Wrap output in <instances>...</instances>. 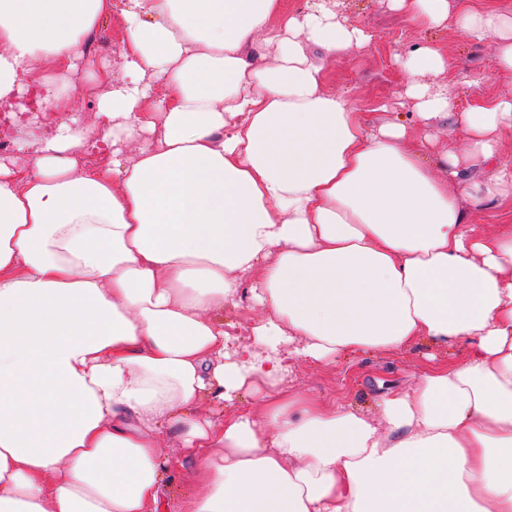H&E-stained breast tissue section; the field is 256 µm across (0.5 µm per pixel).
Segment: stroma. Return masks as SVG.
<instances>
[{"label": "stroma", "mask_w": 512, "mask_h": 512, "mask_svg": "<svg viewBox=\"0 0 512 512\" xmlns=\"http://www.w3.org/2000/svg\"><path fill=\"white\" fill-rule=\"evenodd\" d=\"M336 8L362 28L370 41L363 49L337 55L327 71L326 85L349 92L360 102L371 123L390 119L388 106L401 79L395 55L403 45L415 40L437 41L461 60L460 73L445 79L448 94L458 108H465L477 97L502 93V86L474 79L476 73L490 65L488 44L469 42L451 27L419 31L402 11L391 9L389 0H338ZM464 351L461 343L443 350L423 342L408 351L356 353L329 364L291 358L287 361L285 386L324 400H341L368 415L374 412L383 393L411 388L435 361L461 360Z\"/></svg>", "instance_id": "35a3bbf8"}]
</instances>
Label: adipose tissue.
I'll use <instances>...</instances> for the list:
<instances>
[{
    "label": "adipose tissue",
    "instance_id": "adipose-tissue-1",
    "mask_svg": "<svg viewBox=\"0 0 512 512\" xmlns=\"http://www.w3.org/2000/svg\"><path fill=\"white\" fill-rule=\"evenodd\" d=\"M390 4L489 44L512 86L511 6ZM114 12L116 78L82 49ZM368 41L334 0H0V103L65 67L54 133L0 160V512H512V225L470 219L512 199V95L456 110L458 60L418 42L395 96L427 136L371 127L324 87ZM243 289L249 346L224 328ZM461 339L373 417L282 386L289 356ZM244 394L260 409L214 417ZM170 435L197 465L167 499Z\"/></svg>",
    "mask_w": 512,
    "mask_h": 512
}]
</instances>
